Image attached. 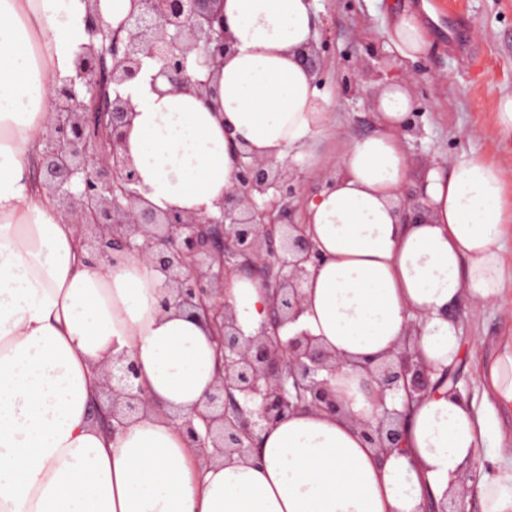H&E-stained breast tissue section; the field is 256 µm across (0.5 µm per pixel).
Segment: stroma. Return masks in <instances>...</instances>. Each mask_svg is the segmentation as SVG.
Masks as SVG:
<instances>
[{
	"instance_id": "35a3bbf8",
	"label": "stroma",
	"mask_w": 512,
	"mask_h": 512,
	"mask_svg": "<svg viewBox=\"0 0 512 512\" xmlns=\"http://www.w3.org/2000/svg\"><path fill=\"white\" fill-rule=\"evenodd\" d=\"M404 2L417 11L430 4L437 14L430 24L433 47L414 61L397 57L382 36L385 0H316L331 37L326 88L335 90L338 76L350 69L359 83L356 94L339 101L341 133L370 134L379 87L410 71L417 77L413 99L422 128L420 136L404 139L413 173L430 162L446 167L473 153L512 167V133L502 132L496 119L498 98L512 94V0ZM457 319L465 345L458 385L478 400L483 384L474 363L491 358L500 341L512 336V314L490 307L474 317L463 304Z\"/></svg>"
}]
</instances>
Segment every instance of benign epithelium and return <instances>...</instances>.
I'll return each instance as SVG.
<instances>
[{
  "label": "benign epithelium",
  "mask_w": 512,
  "mask_h": 512,
  "mask_svg": "<svg viewBox=\"0 0 512 512\" xmlns=\"http://www.w3.org/2000/svg\"><path fill=\"white\" fill-rule=\"evenodd\" d=\"M221 2L131 0L127 16L114 29L101 13L100 0H87L89 41L81 46L75 77L51 90L52 119L36 178L97 260L141 253L171 290L163 308L203 314L222 370L208 394L207 412L198 414L205 433L191 418L180 427L199 448L243 457L257 452L263 430L300 408L341 410L330 384L341 362L305 331L285 342L279 336L303 313L307 266L321 261L304 219L303 202L313 188L292 162L260 159L243 150L219 213L159 212L136 190L138 173L126 154L134 109L122 93L148 59L156 65L152 86L165 82L171 91L193 94L216 110L213 76L231 51ZM328 48L327 40L317 39L299 52L319 84ZM425 210L422 193L404 194V219ZM239 265L258 269L270 291L267 318L250 336L237 325L224 294ZM358 367L376 385L381 408L375 423L362 424V433L383 454L400 447L405 420L404 412L386 406L387 393L402 391L410 402L448 377L457 388V374L451 371L431 383L433 371L414 360L408 346ZM138 377L133 361L113 360L106 374L110 405L101 412L103 421L121 425L147 409L149 398Z\"/></svg>",
  "instance_id": "1"
}]
</instances>
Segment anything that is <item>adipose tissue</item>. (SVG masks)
I'll use <instances>...</instances> for the list:
<instances>
[{"label": "adipose tissue", "instance_id": "1", "mask_svg": "<svg viewBox=\"0 0 512 512\" xmlns=\"http://www.w3.org/2000/svg\"><path fill=\"white\" fill-rule=\"evenodd\" d=\"M86 18L85 0H0V512H426L465 489L480 512H512V469L502 466L512 427L499 416L512 411V336L479 365L482 405L446 385L430 390L406 406L402 447L386 455L361 433L376 405L357 367L407 343L433 370L456 368L454 309L506 306L512 168L479 155L430 163L419 182L427 209L403 223L410 83L379 88L373 133L324 148L334 103L297 56L315 36L314 0H224L232 51L219 111L154 91L145 61L124 88L135 109L127 154L153 207L217 213L245 144L276 161L307 151L309 170L329 176L305 212L322 261L306 277L303 314L280 336L307 331L344 360L331 380L342 410L296 411L262 433L253 457L208 459L173 417L203 411L216 382L211 331L162 308L163 277L139 253L91 262L29 167L48 131L51 86L76 74ZM383 34L403 60L432 46L406 8ZM227 288L253 334L267 315L265 288L240 276ZM119 356L136 363L150 407L114 431L97 408ZM491 432L492 471L478 456Z\"/></svg>", "mask_w": 512, "mask_h": 512}]
</instances>
